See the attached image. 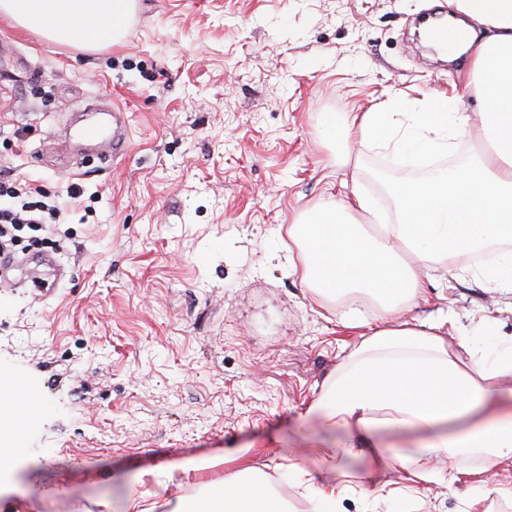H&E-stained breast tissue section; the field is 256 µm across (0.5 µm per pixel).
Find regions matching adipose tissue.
Segmentation results:
<instances>
[{
	"label": "adipose tissue",
	"instance_id": "obj_1",
	"mask_svg": "<svg viewBox=\"0 0 512 512\" xmlns=\"http://www.w3.org/2000/svg\"><path fill=\"white\" fill-rule=\"evenodd\" d=\"M458 11L483 27L473 50L471 76L485 99L487 150L466 164L437 170L421 181L397 184L399 214L377 236L364 235L351 211L374 213L373 200L354 193L329 199L288 227V270L308 288L347 309L346 325L366 327L348 360L329 376L312 409L328 428L344 433L327 461L384 447L385 432L400 434L420 459L415 480L457 482L435 467L437 459L478 453L487 460L482 487L512 499V346L487 349L472 337L448 346L443 321L399 322L401 308L420 294L421 267L447 262L489 242L510 243L484 280L512 286V0H453ZM134 0H0V17L46 41L92 47L119 40ZM393 99L352 119H331L328 140L354 137L412 160L448 150L467 133L470 116L451 108L402 112ZM375 301L384 312L368 327L360 308ZM305 488L306 512H341L350 489L296 472ZM171 512H288L270 478L251 468L225 477L207 497L178 498Z\"/></svg>",
	"mask_w": 512,
	"mask_h": 512
}]
</instances>
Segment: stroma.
<instances>
[{
  "instance_id": "35a3bbf8",
  "label": "stroma",
  "mask_w": 512,
  "mask_h": 512,
  "mask_svg": "<svg viewBox=\"0 0 512 512\" xmlns=\"http://www.w3.org/2000/svg\"><path fill=\"white\" fill-rule=\"evenodd\" d=\"M452 8L135 0L123 39L93 51L0 19L15 52L0 60V169L58 207L27 252L69 271L53 288L0 289V370L19 381L15 399H43L0 512H127L133 492L170 512L243 460L298 508L292 465L355 486L343 512H462L470 498L472 512H512V500L470 483L373 507L368 478L404 485L412 449L333 466L310 452L340 438L309 409L360 332L273 257L288 245L280 226L354 185L383 223L396 221L388 186L372 175L382 150L327 142V116L391 97L412 112L454 98L484 111L467 87L469 55L441 60L415 33L417 17ZM98 106L126 113L129 152L85 164L63 152L58 132ZM72 183L82 196L62 199ZM444 315L450 335L512 341V290L465 261L430 271L401 318ZM202 461L207 469L193 471Z\"/></svg>"
}]
</instances>
